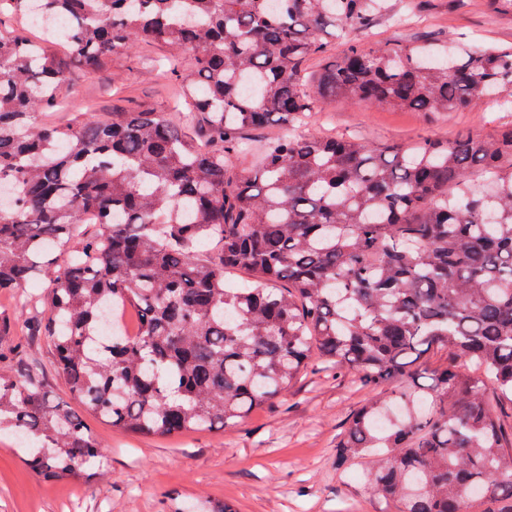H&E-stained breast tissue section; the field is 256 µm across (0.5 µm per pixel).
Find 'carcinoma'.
I'll use <instances>...</instances> for the list:
<instances>
[{"label": "carcinoma", "instance_id": "obj_1", "mask_svg": "<svg viewBox=\"0 0 512 512\" xmlns=\"http://www.w3.org/2000/svg\"><path fill=\"white\" fill-rule=\"evenodd\" d=\"M390 12L389 0H0V290L51 272L29 331L114 427L229 428L327 361L370 389L336 468L360 466L396 512H512V122L409 145L300 133L336 100L461 112L512 89V47L353 42L307 70L327 39L368 35ZM38 26L96 68L166 44L178 119L45 121L70 88ZM432 350L448 364L425 381L416 363ZM2 429L43 442L27 461L48 479L105 462L33 366L0 370Z\"/></svg>", "mask_w": 512, "mask_h": 512}]
</instances>
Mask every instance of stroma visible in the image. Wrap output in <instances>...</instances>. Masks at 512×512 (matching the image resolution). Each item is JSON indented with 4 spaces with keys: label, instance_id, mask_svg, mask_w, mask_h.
I'll return each instance as SVG.
<instances>
[{
    "label": "stroma",
    "instance_id": "1",
    "mask_svg": "<svg viewBox=\"0 0 512 512\" xmlns=\"http://www.w3.org/2000/svg\"><path fill=\"white\" fill-rule=\"evenodd\" d=\"M408 38L472 48L512 45V10L494 0H421ZM139 51L113 55L107 69L72 67L77 92L67 109L110 111L114 101L167 113L174 89L162 67L143 68ZM497 108L483 102L463 112H401L343 102L325 104L306 127L378 142L496 132ZM47 274L0 291V317L21 320L41 300ZM18 361L37 366L55 401L68 405L102 441L108 462L90 480H48L31 469L9 432L0 433V512H200L227 504L234 512H394L357 472H336V441L366 392L351 375L319 364L288 392L227 429L183 435H135L113 428L75 400L51 366V352L33 336H0Z\"/></svg>",
    "mask_w": 512,
    "mask_h": 512
}]
</instances>
